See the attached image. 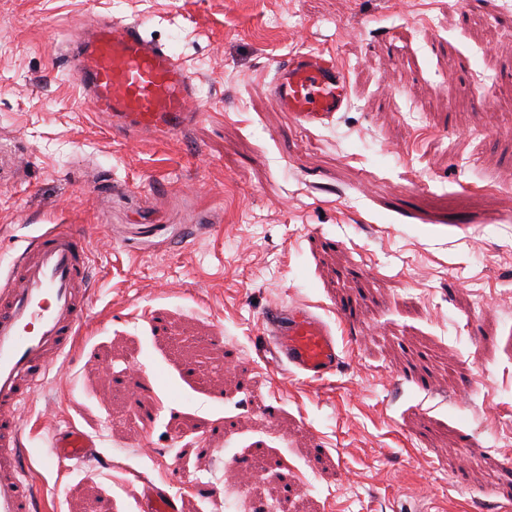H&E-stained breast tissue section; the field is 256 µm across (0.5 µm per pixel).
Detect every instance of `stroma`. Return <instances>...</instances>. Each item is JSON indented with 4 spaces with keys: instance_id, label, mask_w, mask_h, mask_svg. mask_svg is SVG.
I'll use <instances>...</instances> for the list:
<instances>
[{
    "instance_id": "stroma-1",
    "label": "stroma",
    "mask_w": 512,
    "mask_h": 512,
    "mask_svg": "<svg viewBox=\"0 0 512 512\" xmlns=\"http://www.w3.org/2000/svg\"><path fill=\"white\" fill-rule=\"evenodd\" d=\"M490 3L0 0V270L54 224L93 253V331L25 411L46 512H141L172 469L178 512H236L225 463L258 450L286 512H512V13ZM107 16L188 64L185 135L90 117L57 62ZM298 51L346 74L330 124L276 104ZM298 304L344 351L328 380L259 348ZM59 424L95 457L42 467Z\"/></svg>"
}]
</instances>
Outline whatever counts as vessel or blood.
<instances>
[{
  "instance_id": "obj_1",
  "label": "vessel or blood",
  "mask_w": 512,
  "mask_h": 512,
  "mask_svg": "<svg viewBox=\"0 0 512 512\" xmlns=\"http://www.w3.org/2000/svg\"><path fill=\"white\" fill-rule=\"evenodd\" d=\"M60 63L113 136L133 130L177 135L197 117L187 65L140 23L107 19L90 35L70 41ZM274 97L281 109L312 125L331 121L348 104L342 69L314 52L278 63ZM89 254L81 225L55 224L27 241L0 281V512L43 508L30 478L21 419L33 392L72 356L90 324ZM261 324L278 367L310 380L326 379L342 367L334 331L308 307H270ZM94 446L76 427H65L42 464L84 458ZM143 498L145 512H177L168 487H146Z\"/></svg>"
}]
</instances>
